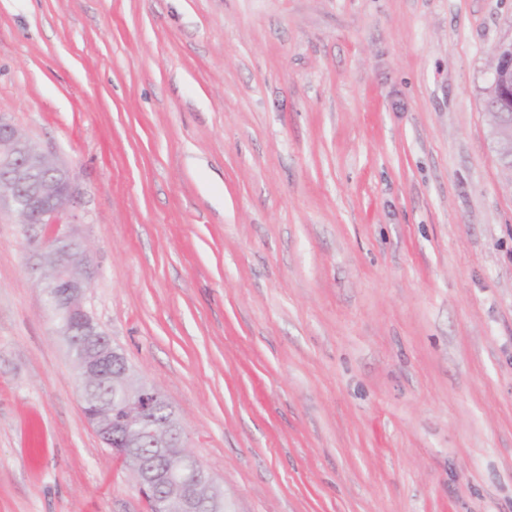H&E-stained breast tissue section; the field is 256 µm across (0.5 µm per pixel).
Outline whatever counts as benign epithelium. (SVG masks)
I'll use <instances>...</instances> for the list:
<instances>
[{"label": "benign epithelium", "instance_id": "obj_1", "mask_svg": "<svg viewBox=\"0 0 512 512\" xmlns=\"http://www.w3.org/2000/svg\"><path fill=\"white\" fill-rule=\"evenodd\" d=\"M496 56L487 109L496 114L492 124L499 164L512 172V44L500 47ZM73 204L68 169L0 116V212H9L27 230L55 227L31 238L39 242L32 270L78 370L87 422L104 447L127 461L140 493L154 502L156 512H218L223 494L183 442L172 405L131 367L112 371L125 355L86 306L97 271L83 240L71 230ZM100 387L134 412L124 416L101 408L92 398ZM147 444L170 446V456L146 466L136 448Z\"/></svg>", "mask_w": 512, "mask_h": 512}]
</instances>
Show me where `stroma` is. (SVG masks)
I'll return each instance as SVG.
<instances>
[{"label": "stroma", "mask_w": 512, "mask_h": 512, "mask_svg": "<svg viewBox=\"0 0 512 512\" xmlns=\"http://www.w3.org/2000/svg\"><path fill=\"white\" fill-rule=\"evenodd\" d=\"M512 0H0L86 305L226 512H512ZM0 213V512H149ZM496 56L487 111L496 114L492 124L499 164L512 172V44L500 47Z\"/></svg>", "instance_id": "obj_1"}]
</instances>
